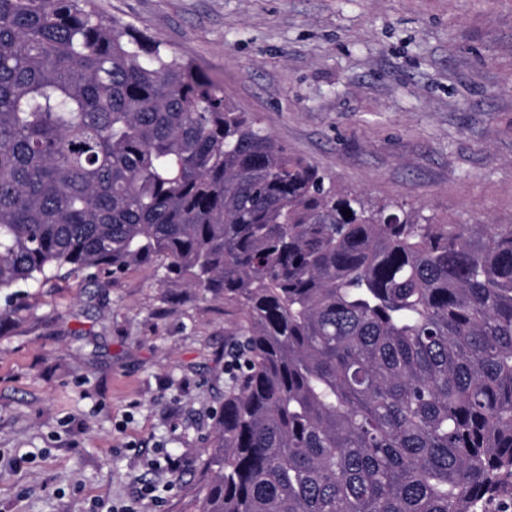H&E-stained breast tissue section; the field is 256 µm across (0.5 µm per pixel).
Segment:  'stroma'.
Wrapping results in <instances>:
<instances>
[{"label":"stroma","mask_w":512,"mask_h":512,"mask_svg":"<svg viewBox=\"0 0 512 512\" xmlns=\"http://www.w3.org/2000/svg\"><path fill=\"white\" fill-rule=\"evenodd\" d=\"M334 184L512 224V0H97ZM59 270L0 295V512H199L236 311Z\"/></svg>","instance_id":"stroma-1"}]
</instances>
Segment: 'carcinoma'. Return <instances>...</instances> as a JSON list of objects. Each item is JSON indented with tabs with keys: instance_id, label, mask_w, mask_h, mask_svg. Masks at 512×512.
<instances>
[{
	"instance_id": "1",
	"label": "carcinoma",
	"mask_w": 512,
	"mask_h": 512,
	"mask_svg": "<svg viewBox=\"0 0 512 512\" xmlns=\"http://www.w3.org/2000/svg\"><path fill=\"white\" fill-rule=\"evenodd\" d=\"M157 259L238 314L200 512L512 505L511 224L370 206L96 0H0V291Z\"/></svg>"
}]
</instances>
